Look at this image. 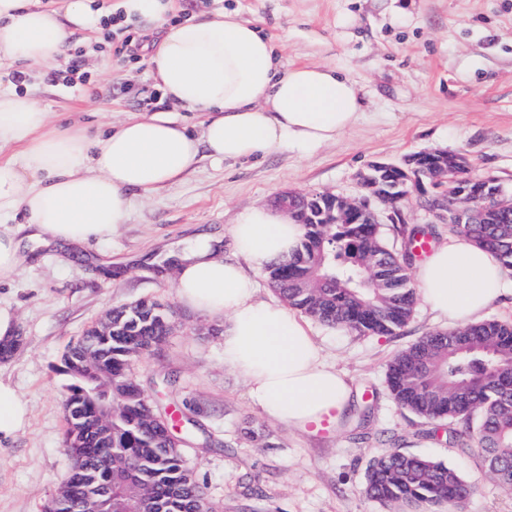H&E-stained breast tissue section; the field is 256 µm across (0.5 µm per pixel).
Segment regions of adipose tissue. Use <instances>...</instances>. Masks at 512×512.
I'll list each match as a JSON object with an SVG mask.
<instances>
[{
	"mask_svg": "<svg viewBox=\"0 0 512 512\" xmlns=\"http://www.w3.org/2000/svg\"><path fill=\"white\" fill-rule=\"evenodd\" d=\"M128 23L165 27L149 56L163 96L207 113L201 137L168 113L121 122L101 137L57 126L36 98L0 89V283L27 259L23 240L86 249L124 224L136 192L179 181L200 151L238 160L289 148L310 151L352 129L365 110L360 85L342 68L303 64L280 71L258 27L224 13L169 23L173 0H120ZM97 0H0V59L52 69L72 30L94 31ZM302 234L287 211L256 207L231 228L237 260L202 237L175 264L179 302L224 320V362L246 381L270 419L298 430L339 419L353 397L346 376L325 366L310 328L281 303L259 300L251 271L291 255ZM423 301L449 324L477 322L503 294L502 266L485 249L451 237L415 272ZM30 408L0 380V441L29 421Z\"/></svg>",
	"mask_w": 512,
	"mask_h": 512,
	"instance_id": "1",
	"label": "adipose tissue"
}]
</instances>
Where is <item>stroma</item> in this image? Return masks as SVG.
I'll use <instances>...</instances> for the list:
<instances>
[{"instance_id":"1","label":"stroma","mask_w":512,"mask_h":512,"mask_svg":"<svg viewBox=\"0 0 512 512\" xmlns=\"http://www.w3.org/2000/svg\"><path fill=\"white\" fill-rule=\"evenodd\" d=\"M413 15L392 22L381 0H176V14L201 18L225 12L255 23L274 44L283 66L344 68L361 86V120L336 143L299 153L279 151L236 161L201 155L166 189L136 197L126 224L96 243L110 254L106 269L50 248L0 284V303L19 315L20 348L0 362V378L27 401L30 419L0 443V512H43L71 467L63 449L67 346L113 307L152 299L172 306L179 321L158 351L138 358L133 371L144 395L162 411L194 421L182 451L187 467L218 512H383L365 494L370 463L402 451L446 463L473 493L465 512H512V490L481 467L476 451L448 444V428L400 408L387 383L398 352L448 321L416 302L405 327L391 335L361 334L317 321L309 327L327 365L344 373L357 401L372 410L352 423L301 433L255 405L244 379L224 364L222 321L179 305L164 257L200 234L229 239L239 215L286 191L356 197V175L374 161H401L428 150L462 152L476 176L512 182V0H400ZM350 14L358 23L343 27ZM66 57H79L93 84L68 86L30 71L13 83V65L0 64V86L39 98L53 120L92 132L147 111H165L199 132L203 116L149 105L157 92L147 57L114 56L102 32L71 35ZM403 225L384 224L400 250L401 226L429 227L433 243L448 239L444 224H429L415 202L400 206Z\"/></svg>"}]
</instances>
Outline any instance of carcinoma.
<instances>
[{"label":"carcinoma","instance_id":"cac0c4a2","mask_svg":"<svg viewBox=\"0 0 512 512\" xmlns=\"http://www.w3.org/2000/svg\"><path fill=\"white\" fill-rule=\"evenodd\" d=\"M335 198L299 200L308 223L288 258L267 268L273 289L291 307L329 327L392 334L410 320L417 296L409 273L418 227L404 251L391 250L378 224L361 217L327 223ZM452 230L486 249L512 273V213L453 224ZM167 314L145 300L112 308V335L100 340L98 356L84 361L82 342L68 347L64 363L72 383L66 402H112V432H90L77 448L67 482L44 512H84L85 479L98 455L112 453V480L99 486L103 512L109 499L137 492L144 512H216L185 466L182 445L167 437L169 418L158 414L133 378L132 362L158 346ZM387 380L395 401L434 422L448 421V444L482 449V467L512 488V324L488 320L450 331L430 332L396 354ZM366 494L381 507L401 512H464L472 486L448 465L395 452L367 469Z\"/></svg>","mask_w":512,"mask_h":512}]
</instances>
